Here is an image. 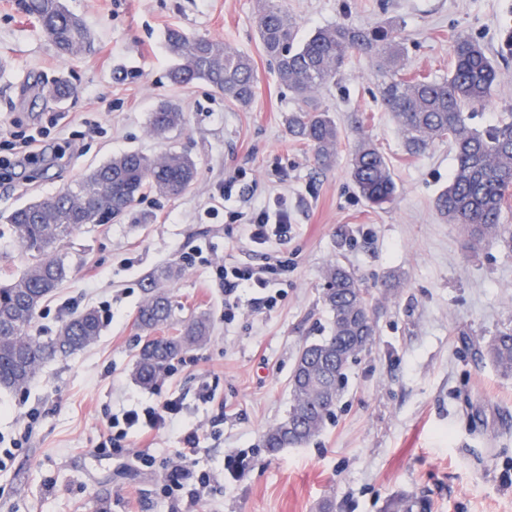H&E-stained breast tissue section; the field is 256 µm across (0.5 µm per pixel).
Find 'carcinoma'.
Masks as SVG:
<instances>
[{
  "instance_id": "cac0c4a2",
  "label": "carcinoma",
  "mask_w": 512,
  "mask_h": 512,
  "mask_svg": "<svg viewBox=\"0 0 512 512\" xmlns=\"http://www.w3.org/2000/svg\"><path fill=\"white\" fill-rule=\"evenodd\" d=\"M18 5L63 55L76 57L90 46V31L63 0H18ZM258 35L280 81L301 103L288 116V134L308 146L317 167L333 166L340 132L316 94L336 83L349 54H373L387 76L382 99L398 125L406 153L418 157L445 140L455 145L454 171L448 187L436 198L440 214L472 241L495 240L512 248V224L502 223L512 196V121L479 130L470 125L466 113L490 99L497 87L494 60L476 40L462 33L453 38L452 69L448 78L437 81L405 73L403 38L393 23L332 24L299 43L294 23L277 0H261ZM167 45L179 60L169 74L172 83L201 80L231 101L244 105L252 101L255 77L248 57L219 39L190 37L177 28L168 30ZM184 124V112L167 103L150 114L148 131L165 139ZM353 128L358 138L351 152V179L365 200L381 208L396 197L393 172L384 153L364 134L362 115L354 116ZM196 175V163L184 153L127 152L93 168L76 184L7 217L30 261L20 275L0 280L1 389L25 388L44 362L83 350L100 335V316L91 308L66 319L46 340L31 334L39 309L68 274L57 255L60 245L86 224H106L126 215L147 190L168 197L181 195ZM179 274L178 268L166 265L146 278L136 319L145 341L132 371L143 388L152 387L184 352L210 340L205 317L174 321L169 284ZM323 278L327 288L322 300L330 314L331 335L302 348L291 374L288 414L263 435L262 450L269 455L306 444L320 433L336 404L340 378L362 353L359 343L370 345L375 336L370 299L359 280L338 262L326 267ZM168 326L175 327V334L155 335ZM484 349L497 371L512 377V329L499 332ZM430 508L423 498L400 496L391 500L387 512H429Z\"/></svg>"
}]
</instances>
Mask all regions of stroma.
<instances>
[{
  "label": "stroma",
  "instance_id": "stroma-1",
  "mask_svg": "<svg viewBox=\"0 0 512 512\" xmlns=\"http://www.w3.org/2000/svg\"><path fill=\"white\" fill-rule=\"evenodd\" d=\"M94 43L77 58L61 56L18 0H0V157L13 156L14 133L42 132L61 158L0 179V277L20 273L28 256L7 216L74 183L112 156L168 150L190 154L193 185L177 197L144 193L109 224L75 232L61 255L70 268L31 332L54 335L87 308L102 330L86 349L43 365L21 390H0V512H170L160 462L182 446L164 427L127 444L155 467L96 454L112 415L163 399H181L200 426L194 458L211 476L197 512H385L398 494H418L431 512H512V378L476 352L478 341L512 327V251L491 241L467 248L462 233L435 207L448 185L455 151L437 143L409 157L380 101L374 55L348 56L341 79L318 100L341 138L330 170L289 138L285 119L299 105L283 85L257 35V0H65ZM299 37L330 24L370 27L398 22L410 72L447 78L451 36L464 33L492 56L498 86L471 107L484 129L512 117V56L500 52L512 31V0H281ZM224 40L250 58L255 96L243 106L209 84L175 85L168 29ZM63 80L74 92L48 100L33 90ZM164 101L180 104L186 124L159 140L147 131ZM385 154L397 183L393 203L376 208L349 174L356 134L352 113ZM239 176L251 203L288 199L292 230L277 251L288 266L285 293L269 311L224 319L215 266L260 264L263 251L241 238L238 196L224 182ZM193 263H184V255ZM339 262L372 298L374 341L345 371L338 400L310 443L277 455L259 451L265 431L290 406V376L305 344L330 334L322 302L323 269ZM177 265L171 286L176 319L206 314L207 345L184 354L149 389L132 378L140 348L135 319L148 273ZM215 388L214 402L194 392ZM36 417L17 443L25 412Z\"/></svg>",
  "mask_w": 512,
  "mask_h": 512
}]
</instances>
